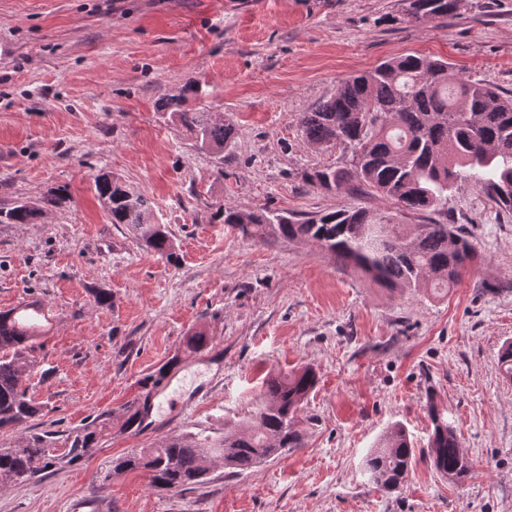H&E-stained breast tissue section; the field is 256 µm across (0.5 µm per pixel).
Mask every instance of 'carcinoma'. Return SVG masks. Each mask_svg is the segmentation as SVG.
I'll return each instance as SVG.
<instances>
[{
    "mask_svg": "<svg viewBox=\"0 0 512 512\" xmlns=\"http://www.w3.org/2000/svg\"><path fill=\"white\" fill-rule=\"evenodd\" d=\"M404 19L421 23L446 18L458 0H404ZM182 95L162 98L172 121L186 130L195 145L224 157L235 143L236 129L217 120L204 107L190 108ZM296 126L312 147H340L350 153L343 166H327L303 174V180L325 190L346 186L374 191L408 212H443L448 193L479 189L504 212L512 214V97L481 81L454 73L448 62L426 55L390 57L373 69L342 81L329 99L300 112ZM99 201H109L113 224L125 225L154 252L175 258L165 225L156 222L151 202L125 189L110 173L94 178ZM42 216L36 203L14 202L0 209V221L34 224ZM219 218L242 237L261 243L308 241L344 263H351L387 288H412L421 283L436 288L455 284L477 259L473 240L444 222L394 224L387 216L352 207L301 219L270 209L228 207ZM37 302L0 311V430L23 426L41 412L22 387L34 366L29 352L39 336ZM501 375L512 380V343L499 350ZM317 384L311 367L287 378L270 377L251 421L208 435L175 437L160 448L121 457L113 471L143 469L151 486L180 492L207 481L202 453L215 450L224 468L241 475L269 458L301 445L296 417ZM429 456L434 469L450 482L464 480L471 464L454 428L430 412ZM99 431L84 428L68 438L66 453L50 449L45 433L27 436L19 448L0 449V485L21 483L39 470L54 471L92 452ZM415 448L405 428L392 426L366 457L369 480L388 491L398 489L409 475Z\"/></svg>",
    "mask_w": 512,
    "mask_h": 512,
    "instance_id": "obj_1",
    "label": "carcinoma"
}]
</instances>
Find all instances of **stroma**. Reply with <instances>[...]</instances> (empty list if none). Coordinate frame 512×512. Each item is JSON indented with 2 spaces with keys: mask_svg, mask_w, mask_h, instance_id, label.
<instances>
[{
  "mask_svg": "<svg viewBox=\"0 0 512 512\" xmlns=\"http://www.w3.org/2000/svg\"><path fill=\"white\" fill-rule=\"evenodd\" d=\"M403 0H0V205L34 201L38 224H0V310L40 301L50 323L22 385L42 411L0 431V448L33 433L103 424L94 451L0 485V512H512V215L475 188L449 193L448 221L477 261L437 297L388 289L308 242L242 238L218 207L311 217L362 206L401 224L389 200L305 184L340 149L303 144L297 113L349 76L397 55L451 64L512 95V0H459L455 14L404 21ZM199 81L202 106L237 128L224 156L196 149L161 99ZM154 204L175 259L111 223L96 174ZM64 204H54L57 194ZM112 295L107 306L95 289ZM206 331L208 348L186 337ZM313 367L301 447L240 476L209 453L205 484L154 489L115 459L187 434L223 436L251 418L265 377ZM173 405L153 430L120 426L159 374ZM207 398L189 414L180 402ZM451 424L472 469L458 484L428 458L430 410ZM415 448L407 482L371 484L365 455L392 425Z\"/></svg>",
  "mask_w": 512,
  "mask_h": 512,
  "instance_id": "stroma-1",
  "label": "stroma"
}]
</instances>
